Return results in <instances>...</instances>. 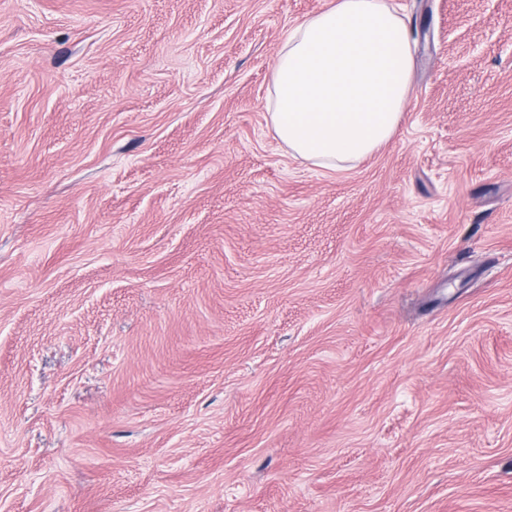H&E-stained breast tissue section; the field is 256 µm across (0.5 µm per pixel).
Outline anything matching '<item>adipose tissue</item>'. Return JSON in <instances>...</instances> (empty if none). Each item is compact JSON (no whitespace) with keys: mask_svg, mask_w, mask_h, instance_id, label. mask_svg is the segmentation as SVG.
I'll return each mask as SVG.
<instances>
[{"mask_svg":"<svg viewBox=\"0 0 512 512\" xmlns=\"http://www.w3.org/2000/svg\"><path fill=\"white\" fill-rule=\"evenodd\" d=\"M412 72L409 28L388 0H334L280 46L268 120L293 156L343 170L394 136Z\"/></svg>","mask_w":512,"mask_h":512,"instance_id":"1","label":"adipose tissue"}]
</instances>
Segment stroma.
I'll use <instances>...</instances> for the list:
<instances>
[{"label": "stroma", "instance_id": "stroma-1", "mask_svg": "<svg viewBox=\"0 0 512 512\" xmlns=\"http://www.w3.org/2000/svg\"><path fill=\"white\" fill-rule=\"evenodd\" d=\"M332 0H0V512H512V0H392L394 137L267 120Z\"/></svg>", "mask_w": 512, "mask_h": 512}]
</instances>
